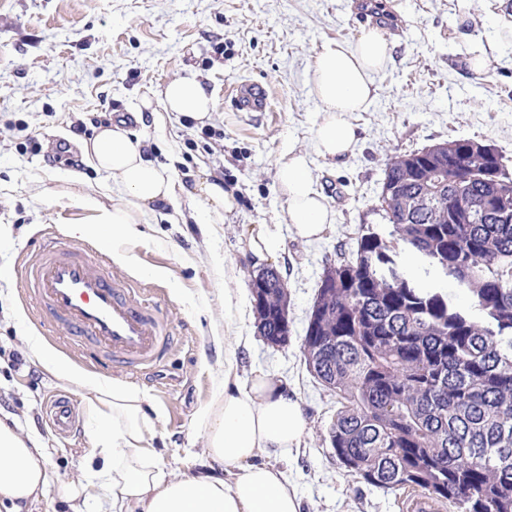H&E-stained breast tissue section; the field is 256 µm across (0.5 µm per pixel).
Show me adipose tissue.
I'll return each instance as SVG.
<instances>
[{"instance_id":"ef3b65f1","label":"adipose tissue","mask_w":512,"mask_h":512,"mask_svg":"<svg viewBox=\"0 0 512 512\" xmlns=\"http://www.w3.org/2000/svg\"><path fill=\"white\" fill-rule=\"evenodd\" d=\"M394 48V42L373 28L354 47L333 41L314 55L310 91L322 107L316 144L324 159L339 161L351 153L357 136L351 116L366 111L375 99L374 76L390 61ZM160 96L167 112L200 123L212 117V94L199 80L170 81ZM80 150L97 170L111 176L118 195L111 208L101 210L97 224L80 227V234L115 241L139 235L140 216L174 202L173 178L150 159L147 145L130 140L122 127H98ZM276 178L297 236L320 238L330 214L306 156L288 151ZM194 194L218 220L236 207L234 194L207 170L196 181ZM26 346L31 358L56 379L88 389L84 404L94 424L92 456L98 461L93 475L109 494L112 512H302L297 490L284 472L258 459L262 453L288 457L304 441L308 419L287 382L261 370L240 381L234 362L225 361L224 387L202 416L205 452L214 467L173 477L160 468L150 444L153 420L144 390L84 377L36 337H27ZM51 482L42 443L0 420V503L23 512L40 504Z\"/></svg>"}]
</instances>
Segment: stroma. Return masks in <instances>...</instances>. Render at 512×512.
Listing matches in <instances>:
<instances>
[{
    "label": "stroma",
    "instance_id": "35a3bbf8",
    "mask_svg": "<svg viewBox=\"0 0 512 512\" xmlns=\"http://www.w3.org/2000/svg\"><path fill=\"white\" fill-rule=\"evenodd\" d=\"M360 0H0V418L40 439L53 476L41 512H72L62 486L83 477L92 443L88 421L74 437L54 435L46 422L49 395L83 407V389L44 372L27 354L23 334L39 336L67 366L87 373L85 348L66 329L40 332L34 299L19 275L44 236L70 240L73 224H95L98 213L69 197L74 183L112 201V179L79 149L73 127L123 124L131 140L149 145L151 159L176 186L192 187L201 170L220 176L237 195L220 224H198L202 201L182 197L139 221L140 236L122 241L112 271L137 281L143 298H164L178 339L154 369L141 374L97 372L145 390L154 420L150 441L162 470L172 476L202 471L201 413L210 406L225 359L241 378L256 368L287 381L308 418L305 442L277 459L302 501L303 512H400L401 492H386L351 476L337 460L326 428L336 407L313 379L301 352L319 276L337 253L353 254L356 228L375 202L387 154L451 138H474L512 157V45L499 33L483 0H385L380 28L399 46L376 76L378 95L355 113L358 143L348 158L330 163L316 152L321 106L308 86V67L329 41L353 45L363 31L354 13ZM469 20V37L458 34ZM498 42L488 68L471 72L474 50ZM224 43L216 54V43ZM203 81L215 110L207 126L164 113L158 98L177 78ZM262 84L266 112H240L236 83ZM154 100L153 110L141 107ZM212 138L202 139L203 128ZM70 146L59 152L60 143ZM306 154L310 174L325 194L331 225L321 239L295 232L276 183L288 150ZM267 225L277 245L276 268L290 293V340L267 346L255 328L249 280L257 268L246 230ZM162 270L159 278L142 276ZM232 299H225V289ZM233 323L249 346L228 348Z\"/></svg>",
    "mask_w": 512,
    "mask_h": 512
}]
</instances>
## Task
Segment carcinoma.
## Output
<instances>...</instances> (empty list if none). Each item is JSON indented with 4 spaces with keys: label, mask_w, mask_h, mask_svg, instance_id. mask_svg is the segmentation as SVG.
Returning <instances> with one entry per match:
<instances>
[{
    "label": "carcinoma",
    "mask_w": 512,
    "mask_h": 512,
    "mask_svg": "<svg viewBox=\"0 0 512 512\" xmlns=\"http://www.w3.org/2000/svg\"><path fill=\"white\" fill-rule=\"evenodd\" d=\"M368 213L301 343L336 399L330 447L375 488L512 512V158L473 138L396 151ZM249 287L260 336L284 346L286 281L263 268Z\"/></svg>",
    "instance_id": "carcinoma-1"
}]
</instances>
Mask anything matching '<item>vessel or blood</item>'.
Segmentation results:
<instances>
[{
  "instance_id": "obj_1",
  "label": "vessel or blood",
  "mask_w": 512,
  "mask_h": 512,
  "mask_svg": "<svg viewBox=\"0 0 512 512\" xmlns=\"http://www.w3.org/2000/svg\"><path fill=\"white\" fill-rule=\"evenodd\" d=\"M233 98L243 112L269 108V96L256 82L235 85ZM21 278L38 303L39 325L65 326L91 351L94 365L119 364L143 373L161 362L173 341L171 321L161 305L135 301L131 284L111 275L106 262L82 246L46 240ZM46 412L57 435L67 437L76 430L65 398L52 396Z\"/></svg>"
}]
</instances>
